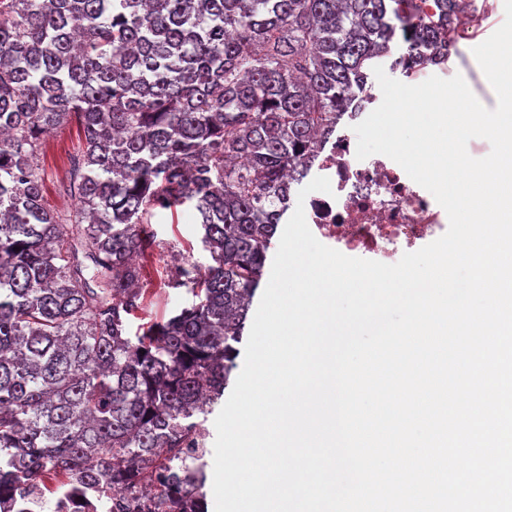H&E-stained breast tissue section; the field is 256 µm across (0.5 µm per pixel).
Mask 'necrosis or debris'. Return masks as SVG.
Wrapping results in <instances>:
<instances>
[{
    "label": "necrosis or debris",
    "mask_w": 512,
    "mask_h": 512,
    "mask_svg": "<svg viewBox=\"0 0 512 512\" xmlns=\"http://www.w3.org/2000/svg\"><path fill=\"white\" fill-rule=\"evenodd\" d=\"M352 134L336 135L319 163L331 193H311L306 222L326 246L357 258L393 264L441 237L448 216L434 197L385 155L360 160ZM107 512H168L163 475L148 485L114 488L98 497ZM25 512H93L71 488L40 482L26 488Z\"/></svg>",
    "instance_id": "obj_1"
}]
</instances>
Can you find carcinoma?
Wrapping results in <instances>:
<instances>
[{"label":"carcinoma","instance_id":"1","mask_svg":"<svg viewBox=\"0 0 512 512\" xmlns=\"http://www.w3.org/2000/svg\"><path fill=\"white\" fill-rule=\"evenodd\" d=\"M458 0H0V498L168 468L228 387L267 253L368 71L462 37ZM76 121L46 206L33 157ZM189 205L190 305L130 331L145 215ZM20 250H14V247ZM94 273H89V270ZM173 495L204 499L207 475Z\"/></svg>","mask_w":512,"mask_h":512}]
</instances>
